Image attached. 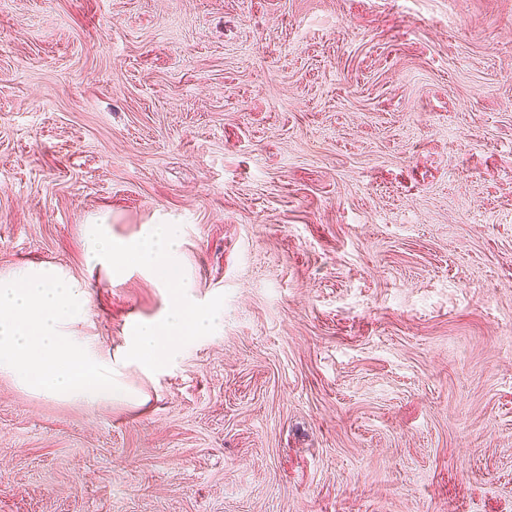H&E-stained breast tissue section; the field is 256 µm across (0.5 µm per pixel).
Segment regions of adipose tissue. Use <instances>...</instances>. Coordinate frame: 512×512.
Here are the masks:
<instances>
[{"instance_id": "adipose-tissue-1", "label": "adipose tissue", "mask_w": 512, "mask_h": 512, "mask_svg": "<svg viewBox=\"0 0 512 512\" xmlns=\"http://www.w3.org/2000/svg\"><path fill=\"white\" fill-rule=\"evenodd\" d=\"M180 247L177 224L145 225L130 240L114 238L106 224H92L87 230L85 261L89 268L110 279L138 269L174 288L163 316L135 325L130 333V355L148 370L172 361L191 337L212 335L224 320L221 308H201L186 297L178 262Z\"/></svg>"}]
</instances>
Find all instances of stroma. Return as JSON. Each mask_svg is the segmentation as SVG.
I'll use <instances>...</instances> for the list:
<instances>
[{
  "label": "stroma",
  "instance_id": "obj_1",
  "mask_svg": "<svg viewBox=\"0 0 512 512\" xmlns=\"http://www.w3.org/2000/svg\"><path fill=\"white\" fill-rule=\"evenodd\" d=\"M178 224L211 336L84 261ZM122 394L0 373V512H512V0H0V271ZM181 242L178 224H147L130 240L112 237L108 224L88 225L85 261L89 268L103 273L110 282L129 269H138L175 286L163 316L131 330L130 355L147 370L166 365L192 336H210L224 320L223 309L198 307L182 290L188 286L178 262Z\"/></svg>",
  "mask_w": 512,
  "mask_h": 512
}]
</instances>
